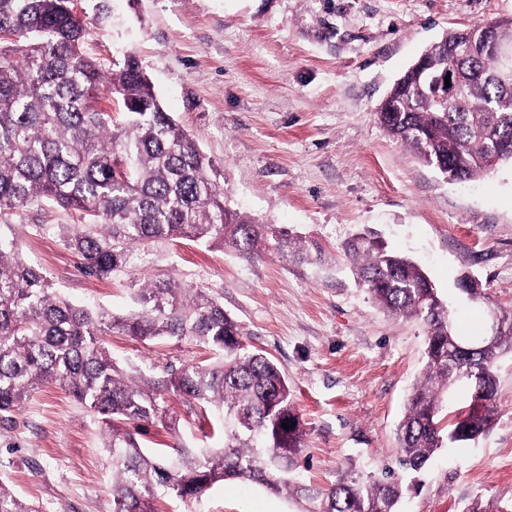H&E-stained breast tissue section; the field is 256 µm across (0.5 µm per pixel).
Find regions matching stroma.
<instances>
[{
	"instance_id": "obj_1",
	"label": "stroma",
	"mask_w": 512,
	"mask_h": 512,
	"mask_svg": "<svg viewBox=\"0 0 512 512\" xmlns=\"http://www.w3.org/2000/svg\"><path fill=\"white\" fill-rule=\"evenodd\" d=\"M80 0L83 50L104 64L133 51L166 112L219 165L228 203L316 243L320 259L247 261L190 241L148 256L155 268L215 288L293 389L305 431L303 481L324 486L349 470L380 473L397 451L395 429L424 372L425 333L381 310L350 271L345 242L375 231L410 255L452 309L462 336L485 334L489 310L512 312V162L467 183L421 164L380 125L386 93L451 30L512 16V0ZM21 254L69 299L126 312L123 277L98 279L49 232L78 223L43 201L11 216ZM469 275L487 299L457 283ZM122 363L162 371L208 359L193 341L144 345L115 333ZM498 416L490 433L439 450L402 512H463L475 496L512 503V352L494 364ZM168 404L177 435L150 428L146 448L201 446L207 420ZM0 476L45 512H112V464L98 423L56 386L36 390L0 423ZM164 512H303L304 501L229 480Z\"/></svg>"
}]
</instances>
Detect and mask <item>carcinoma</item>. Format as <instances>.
I'll return each mask as SVG.
<instances>
[{"label":"carcinoma","instance_id":"carcinoma-1","mask_svg":"<svg viewBox=\"0 0 512 512\" xmlns=\"http://www.w3.org/2000/svg\"><path fill=\"white\" fill-rule=\"evenodd\" d=\"M88 35L74 0H0V216L41 200L79 213L60 224L65 245L89 276H129L134 308L116 314L78 304L26 264L15 225L0 224V423L7 424L37 389L62 388L101 422L112 460V512H158L162 497L200 499L216 483L259 482L313 505L310 512H400L411 486L444 442L485 435L497 414L495 359L512 351V315L492 341L452 330L447 302L412 258L355 236L345 246L356 281L389 313L421 324L426 363L396 428V466L364 480L353 471L324 487L297 475L304 434L288 379L245 342L243 324L219 293L187 284L168 270L132 276L146 251L177 240L221 246L252 261L268 253L309 259L302 238L227 205L219 170L193 135L166 112L138 58L112 68L88 57ZM437 72L455 76V91H433L416 66L397 80L381 124L429 167L453 179L485 175L512 151L483 140L489 130L512 143V77L477 35L460 30L423 53ZM117 103L121 119L112 115ZM121 333L144 344L189 338L213 352L208 363L165 370L124 368L103 336ZM475 350L454 354L449 339ZM472 384L469 413L442 425L444 394ZM189 412L212 417L217 447L149 450L143 431H176L167 395ZM288 424L283 428L282 424ZM0 512H42L0 479ZM465 512H512V504L475 496Z\"/></svg>","mask_w":512,"mask_h":512}]
</instances>
